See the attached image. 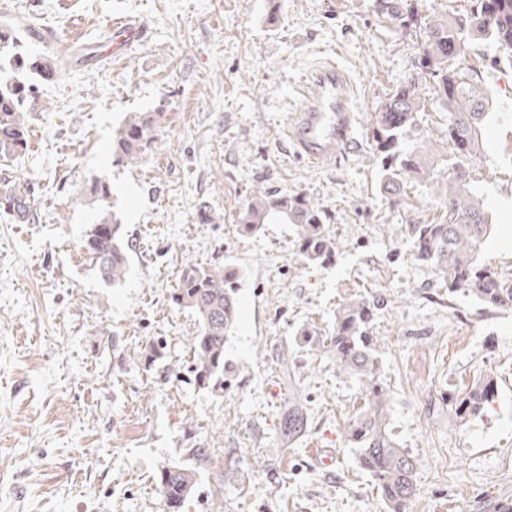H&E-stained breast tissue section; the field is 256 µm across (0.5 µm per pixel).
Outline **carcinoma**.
<instances>
[{"instance_id":"obj_1","label":"carcinoma","mask_w":512,"mask_h":512,"mask_svg":"<svg viewBox=\"0 0 512 512\" xmlns=\"http://www.w3.org/2000/svg\"><path fill=\"white\" fill-rule=\"evenodd\" d=\"M420 0H374L375 12L396 35L410 28L420 35L419 57L395 90L376 109L371 123V145L383 163L382 188L393 207L407 205L405 186L412 179L427 182L434 173L427 165L424 146H403L404 135L427 104L420 85L434 87V101L447 113L448 145L460 163L448 168L447 179L437 185L438 218L428 224H412V255L434 269L451 291H462L490 309H512V278L498 267L476 263L475 255L487 240L491 225L481 196L471 187L461 161L482 145L486 125L495 119L484 90L483 75L474 66L462 68L458 58L466 43L488 40L499 52L497 61L512 67V0H470L463 15H420ZM0 156H20L28 148L26 114L35 111L38 83L52 81L57 66L23 49L15 27L0 25ZM159 126L151 112H131L114 130L113 162L140 164L158 139ZM99 203L96 223L89 226L83 248L98 276L107 283L121 282L129 270L130 245L122 224L111 211V184L104 178L91 188ZM0 211L20 224L36 216L26 190L6 180L0 182ZM332 213L299 190L264 187L253 194L240 213L243 233L255 235L267 224H292L296 231L295 254L308 267H326L336 258V238L330 228ZM242 271L233 262L217 259L206 265H190L181 271L172 301L197 319L191 338L193 382L214 389L224 380V347L238 319V288ZM377 309L375 301L361 297L336 308L330 335L315 330L302 332L311 350L325 357L336 370L356 379L363 401L344 426V441L356 453V462L372 478L389 512H405L416 496L417 458L397 446L387 432L390 390L379 380V360L370 335ZM492 375L470 388L448 394V405L458 419L476 417L497 393ZM198 471L173 464L158 474L166 512H180L193 493Z\"/></svg>"}]
</instances>
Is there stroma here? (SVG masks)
Listing matches in <instances>:
<instances>
[{"instance_id": "35a3bbf8", "label": "stroma", "mask_w": 512, "mask_h": 512, "mask_svg": "<svg viewBox=\"0 0 512 512\" xmlns=\"http://www.w3.org/2000/svg\"><path fill=\"white\" fill-rule=\"evenodd\" d=\"M145 29L132 50L106 56L112 20ZM23 28L35 54L59 59L90 46L40 86L27 151L0 157V179L27 188L37 214H0V512H165L167 465L195 466L181 512H385L344 441L361 404L358 382L301 340L328 333L338 304L365 296L379 379L392 395L388 429L421 462L407 512H501L512 504V310L448 292L415 261L409 227L436 219L433 189L413 180L390 206L368 140L377 106L412 70L420 41L384 27L373 0H0V24ZM490 42L466 45L499 118L465 165L494 234L484 261L512 271V69ZM330 58L354 86L359 123L350 150L327 167L289 151L288 109ZM131 112L160 113L141 165L113 164V130ZM407 146L447 166L446 115L420 113ZM109 179L129 241L123 283L100 279L83 252ZM301 190L333 213L337 254L299 265L292 225L256 235L238 219L256 189ZM217 221L199 223L201 208ZM221 257L245 272L238 326L225 347L223 389L189 374L195 317L173 304L182 269ZM496 375L480 416L450 414L448 395ZM303 421L285 432L283 416ZM333 450L330 463L313 448ZM210 458L194 462L191 449ZM238 470L224 484V468Z\"/></svg>"}]
</instances>
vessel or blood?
I'll return each instance as SVG.
<instances>
[{
    "mask_svg": "<svg viewBox=\"0 0 512 512\" xmlns=\"http://www.w3.org/2000/svg\"><path fill=\"white\" fill-rule=\"evenodd\" d=\"M115 53L129 50L142 30L128 22L111 27ZM303 105L294 112L285 134L294 155L317 166L329 165L353 142L358 117L353 108V88L336 63H319L308 73L301 89Z\"/></svg>",
    "mask_w": 512,
    "mask_h": 512,
    "instance_id": "vessel-or-blood-1",
    "label": "vessel or blood"
}]
</instances>
